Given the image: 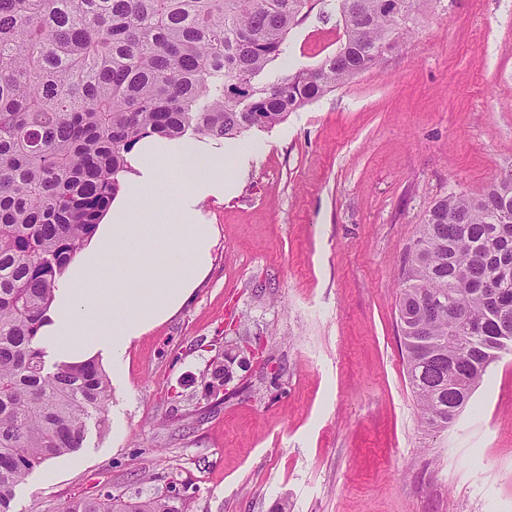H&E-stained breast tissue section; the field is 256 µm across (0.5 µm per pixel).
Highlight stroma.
Returning <instances> with one entry per match:
<instances>
[{
    "label": "stroma",
    "mask_w": 512,
    "mask_h": 512,
    "mask_svg": "<svg viewBox=\"0 0 512 512\" xmlns=\"http://www.w3.org/2000/svg\"><path fill=\"white\" fill-rule=\"evenodd\" d=\"M334 0L255 87L339 47ZM232 194L207 198L209 272L183 307L104 362L106 424L37 467L12 512L173 484L187 512H512V355L447 431L423 428L398 328L424 214L512 173V0H433L342 88L252 129ZM250 343L206 397L224 344Z\"/></svg>",
    "instance_id": "1"
}]
</instances>
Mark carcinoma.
I'll list each match as a JSON object with an SVG mask.
<instances>
[{"label": "carcinoma", "mask_w": 512, "mask_h": 512, "mask_svg": "<svg viewBox=\"0 0 512 512\" xmlns=\"http://www.w3.org/2000/svg\"><path fill=\"white\" fill-rule=\"evenodd\" d=\"M318 0H0V512L45 461L77 451L109 392L99 362L45 367L58 281L144 138L221 142L376 66L433 0H336L344 41L262 88ZM400 332L422 424L448 429L512 352V176L426 212L400 279ZM62 512H186L156 490Z\"/></svg>", "instance_id": "obj_1"}]
</instances>
